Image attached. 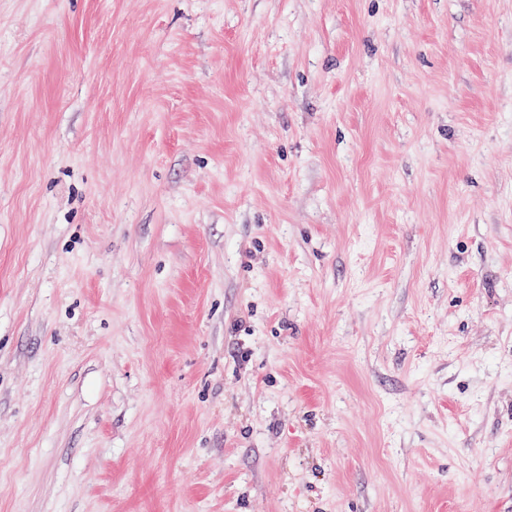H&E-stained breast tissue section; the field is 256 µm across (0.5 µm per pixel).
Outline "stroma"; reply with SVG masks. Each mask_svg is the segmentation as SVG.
Returning <instances> with one entry per match:
<instances>
[{
	"instance_id": "stroma-1",
	"label": "stroma",
	"mask_w": 512,
	"mask_h": 512,
	"mask_svg": "<svg viewBox=\"0 0 512 512\" xmlns=\"http://www.w3.org/2000/svg\"><path fill=\"white\" fill-rule=\"evenodd\" d=\"M0 512H512V0H0Z\"/></svg>"
}]
</instances>
